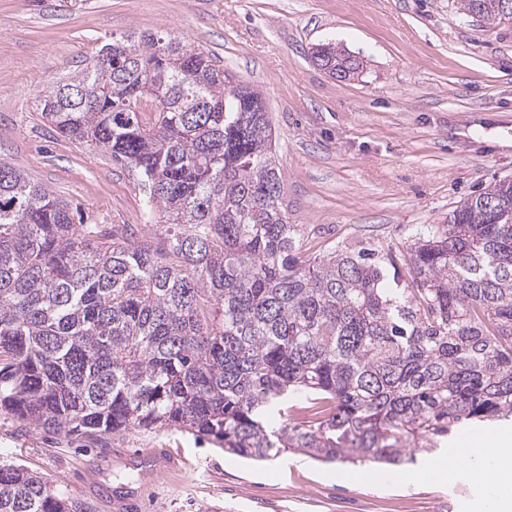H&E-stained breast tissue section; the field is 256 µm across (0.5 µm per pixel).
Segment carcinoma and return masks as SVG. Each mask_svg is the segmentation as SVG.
<instances>
[{
	"label": "carcinoma",
	"instance_id": "carcinoma-1",
	"mask_svg": "<svg viewBox=\"0 0 512 512\" xmlns=\"http://www.w3.org/2000/svg\"><path fill=\"white\" fill-rule=\"evenodd\" d=\"M507 0H457L471 19ZM319 66L362 68L338 46ZM41 117L144 194L153 240L85 224L0 161V411L63 436L172 428L264 461L398 465L512 415V180L410 244L309 253L260 94L171 33L40 86ZM154 117H143L144 106ZM0 512H73L0 468Z\"/></svg>",
	"mask_w": 512,
	"mask_h": 512
}]
</instances>
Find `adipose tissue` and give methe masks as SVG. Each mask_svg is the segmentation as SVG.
Masks as SVG:
<instances>
[{"instance_id": "adipose-tissue-1", "label": "adipose tissue", "mask_w": 512, "mask_h": 512, "mask_svg": "<svg viewBox=\"0 0 512 512\" xmlns=\"http://www.w3.org/2000/svg\"><path fill=\"white\" fill-rule=\"evenodd\" d=\"M448 466L467 468L497 488V495L486 505L487 512H512V434L485 430L480 444L449 457Z\"/></svg>"}]
</instances>
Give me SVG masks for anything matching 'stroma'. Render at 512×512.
<instances>
[{"label": "stroma", "instance_id": "35a3bbf8", "mask_svg": "<svg viewBox=\"0 0 512 512\" xmlns=\"http://www.w3.org/2000/svg\"><path fill=\"white\" fill-rule=\"evenodd\" d=\"M167 30L256 89L271 116L290 223L309 247L362 242L406 272L416 232L460 201L512 179V25L494 28L453 0H0V160L77 208L88 224H135L143 195L108 155L55 133L36 110L42 83L82 67L113 37ZM334 44L363 70L338 81L314 64ZM175 460L168 479L141 453ZM41 475L81 512H484L469 470L364 465L369 479L299 455L262 463L187 432L61 438L0 413V466Z\"/></svg>", "mask_w": 512, "mask_h": 512}]
</instances>
